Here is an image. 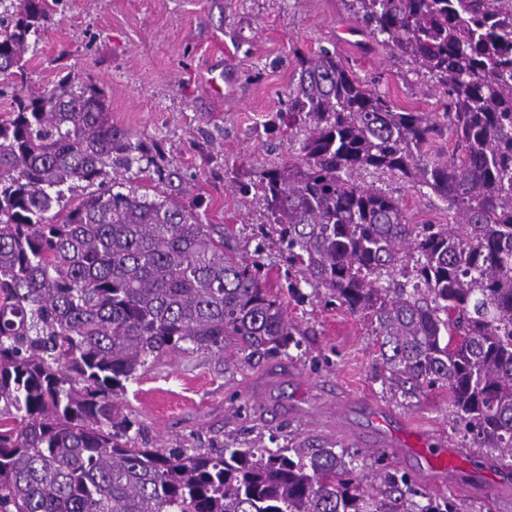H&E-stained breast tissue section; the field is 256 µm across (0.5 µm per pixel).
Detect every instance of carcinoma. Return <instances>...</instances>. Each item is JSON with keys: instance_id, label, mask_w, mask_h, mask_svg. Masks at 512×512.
Wrapping results in <instances>:
<instances>
[{"instance_id": "carcinoma-1", "label": "carcinoma", "mask_w": 512, "mask_h": 512, "mask_svg": "<svg viewBox=\"0 0 512 512\" xmlns=\"http://www.w3.org/2000/svg\"><path fill=\"white\" fill-rule=\"evenodd\" d=\"M354 33L406 57L449 100L401 110L336 51L299 58L290 125L307 135L255 188L304 283L371 317L387 381L448 389L470 448L512 452V0H345ZM47 0H0V512H457L385 472L364 489L322 445L166 453L137 445L120 392L173 352L277 356L298 330L263 265L226 252L200 205L123 182L157 163L69 76L34 91L22 64ZM426 188L452 224H409L369 171ZM112 174V185L103 177ZM92 191L74 207L64 186ZM407 246L411 272L392 275Z\"/></svg>"}]
</instances>
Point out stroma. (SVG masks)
<instances>
[{
    "label": "stroma",
    "instance_id": "1",
    "mask_svg": "<svg viewBox=\"0 0 512 512\" xmlns=\"http://www.w3.org/2000/svg\"><path fill=\"white\" fill-rule=\"evenodd\" d=\"M344 0H60L25 56L30 85L45 87L59 73L104 89L114 126L157 147L161 168L179 171V197L199 201L204 223L223 235L238 259L260 260L267 285L284 302L300 334L287 354L190 351L167 355L127 381L121 395L150 448H209L241 441L334 443L364 459L362 482L372 490L388 470L406 474L419 493L441 494L435 474L410 446L417 435L444 432L460 448L448 391L406 392L385 382L369 317L353 314L324 289L301 285L288 293L284 246L255 193L261 167L287 161L306 132L302 123L270 127L287 109L298 59L326 47L369 87L398 107L441 117L444 97L392 50L365 51L348 34ZM224 68L214 96L200 71ZM366 185L393 192L409 223L446 224L448 205L389 175L363 174ZM386 411L405 426L402 454L378 455L389 432L371 419ZM481 480L452 493L458 512H512V458L472 451Z\"/></svg>",
    "mask_w": 512,
    "mask_h": 512
}]
</instances>
